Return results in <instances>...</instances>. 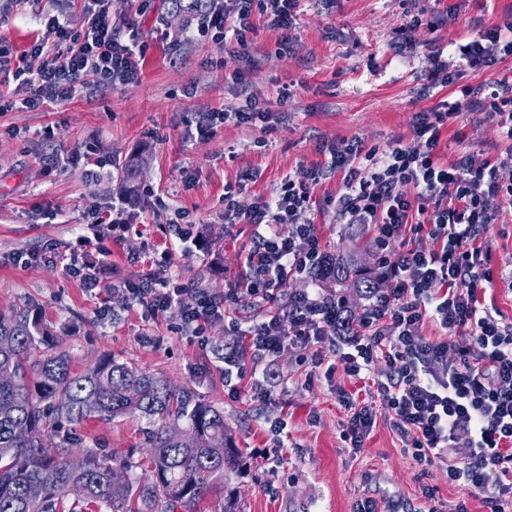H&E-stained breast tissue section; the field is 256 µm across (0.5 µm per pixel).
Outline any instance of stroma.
<instances>
[{
    "label": "stroma",
    "instance_id": "1",
    "mask_svg": "<svg viewBox=\"0 0 512 512\" xmlns=\"http://www.w3.org/2000/svg\"><path fill=\"white\" fill-rule=\"evenodd\" d=\"M427 27L402 53L390 44L404 21V0H302L287 47L260 9H253L247 45L203 33V18L170 11L168 0H108L113 22L130 24L146 44L138 83L81 91L61 106L25 108V86L0 73L12 109L0 112V310L26 306L53 325L70 345L81 371L109 355L140 370L164 375L178 389L224 409L236 444L247 452L244 474L235 481L242 512H356L372 499L377 512H485L481 496L449 482L445 465L426 466L404 450L389 421L377 418L360 450L342 435L349 412L336 392L370 398L374 380L389 367L374 362L368 378L337 368L301 363L296 351L281 353L266 385L267 402L251 397V380L238 393L224 384V363L214 348L231 346L240 333L276 305L241 290L253 228L224 221V190L244 201L270 196L288 176L324 162L322 145L356 139L386 151L410 135L415 113L435 109L453 94L432 88L427 44L475 39L502 24L512 0H420ZM63 14L73 32L86 27L78 0H0V50L17 63L32 40L43 35L45 14ZM256 101L267 122L230 120L201 135L204 112ZM511 143L483 112L448 118L442 127V161L471 152L496 159ZM144 158L133 188L136 204L120 198L122 170L131 154ZM66 157L60 170L45 160ZM103 168L97 182L87 170ZM341 180L319 184L305 214L325 253L354 252L376 267L373 229L343 224L329 197ZM497 219L488 235L492 275L479 296L512 322V203L494 201ZM120 212L128 225L121 240L100 235L95 219ZM196 224L206 245L179 240ZM107 250L100 288L88 292L79 276L89 260ZM45 262H19L30 251ZM170 252L167 274L188 287L238 293L201 332L170 312L153 314L113 291L141 279L161 253ZM283 419L287 427L273 434ZM139 418L89 421L79 433L119 454L143 458Z\"/></svg>",
    "mask_w": 512,
    "mask_h": 512
}]
</instances>
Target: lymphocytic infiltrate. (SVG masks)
<instances>
[{"label":"lymphocytic infiltrate","mask_w":512,"mask_h":512,"mask_svg":"<svg viewBox=\"0 0 512 512\" xmlns=\"http://www.w3.org/2000/svg\"><path fill=\"white\" fill-rule=\"evenodd\" d=\"M256 1L271 28L291 30L301 0H193L191 8L217 34L234 35L241 44L252 27ZM80 2L84 33H73L66 19L49 16V39L35 41L22 54L14 78L28 89L25 107L66 102L90 80L111 88L137 82L144 46L126 42L113 28L105 0ZM509 56L512 18L479 38L434 48L431 78L451 86L464 73H481ZM478 95L512 141V85L466 86L461 98L441 101L437 111L416 113L411 141L396 138L381 153L355 139L338 141L327 146L325 164L286 179L272 198L247 205L234 191H225V223L242 220L255 228L246 252L248 292L273 298L288 279L324 263L314 225L299 217L315 187L332 172L342 176L336 212L344 223L372 226L387 288L369 299L352 335L343 331L350 318L334 298L317 292L291 295L286 315L251 326L241 347L225 354L224 378L244 379L249 369L289 348L332 346L339 340L346 349L337 359L353 373L384 358L390 372L376 383L380 404L337 393L350 413L345 442L361 448L378 413H385L417 462L447 465L449 481L483 496L490 512H506L512 505V323L481 305L478 287L487 277L486 239L496 221L490 202H512V183L500 177L502 170L512 169V148L493 161L468 152L444 163L438 153L445 119L474 107ZM279 224L292 225L291 234H278ZM423 236L432 240V248L419 245ZM394 245L399 252L391 260L386 252ZM122 292L150 310L176 313L196 331L224 305L203 289L172 284L160 271L124 284ZM429 319L444 339L423 335ZM491 471L506 478L492 492L486 489Z\"/></svg>","instance_id":"f902f5d3"}]
</instances>
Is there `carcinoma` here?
Here are the masks:
<instances>
[{"instance_id":"obj_1","label":"carcinoma","mask_w":512,"mask_h":512,"mask_svg":"<svg viewBox=\"0 0 512 512\" xmlns=\"http://www.w3.org/2000/svg\"><path fill=\"white\" fill-rule=\"evenodd\" d=\"M330 262L318 275L326 287L351 282L366 299L376 291L353 258ZM126 416L147 421L145 465L77 434L90 420ZM48 436L57 440L54 456L40 449ZM242 459L223 408L110 357L76 372L39 313L0 311V512H66L73 486L106 512H198L218 487L221 512H241L231 484ZM141 467L143 478L129 476Z\"/></svg>"}]
</instances>
